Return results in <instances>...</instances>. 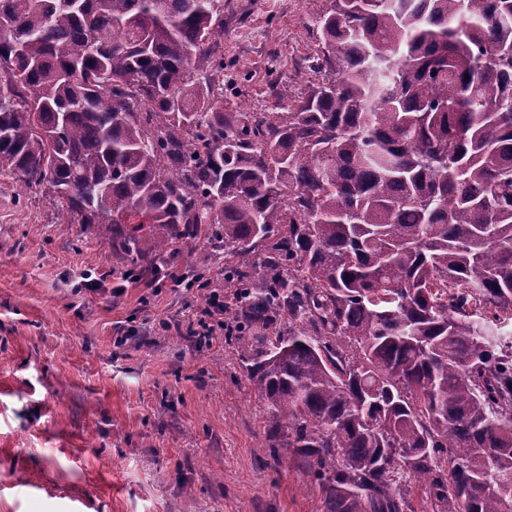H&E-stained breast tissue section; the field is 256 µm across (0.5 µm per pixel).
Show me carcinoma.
<instances>
[{"mask_svg":"<svg viewBox=\"0 0 512 512\" xmlns=\"http://www.w3.org/2000/svg\"><path fill=\"white\" fill-rule=\"evenodd\" d=\"M329 3L321 80L245 122L220 0H0V164L134 281L224 254L324 512H512V0Z\"/></svg>","mask_w":512,"mask_h":512,"instance_id":"obj_1","label":"carcinoma"}]
</instances>
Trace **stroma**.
I'll return each mask as SVG.
<instances>
[{"instance_id":"35a3bbf8","label":"stroma","mask_w":512,"mask_h":512,"mask_svg":"<svg viewBox=\"0 0 512 512\" xmlns=\"http://www.w3.org/2000/svg\"><path fill=\"white\" fill-rule=\"evenodd\" d=\"M223 4L225 111L304 96L328 0ZM223 263L196 241L174 271L220 289ZM123 271L95 225L60 223L52 198L0 167V512H323L310 471L271 458L277 419L237 344L173 330L204 291ZM127 325L135 338L117 343Z\"/></svg>"}]
</instances>
